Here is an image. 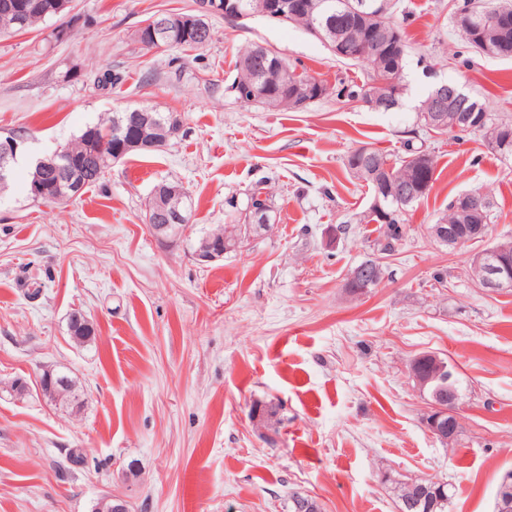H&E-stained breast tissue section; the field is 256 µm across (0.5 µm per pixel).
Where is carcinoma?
<instances>
[{
	"label": "carcinoma",
	"instance_id": "obj_1",
	"mask_svg": "<svg viewBox=\"0 0 512 512\" xmlns=\"http://www.w3.org/2000/svg\"><path fill=\"white\" fill-rule=\"evenodd\" d=\"M24 2L29 12L27 27L47 19L42 11L51 7L54 0H0V33H16L15 19L17 3ZM364 2L367 9L351 16L349 6ZM314 10L304 13L292 24L311 31L314 27L325 26L329 47L336 42L344 44L346 62H366L370 66L368 80L356 90L348 92L351 99L364 97L384 100L389 97L388 88L382 80L391 77L401 87H406L405 70L412 46L404 28L395 17V0H312ZM507 11L509 5L480 7L463 0L454 11V29L473 52L503 60L512 59V26L504 28L497 16ZM374 38L384 46L385 55H362V45L368 38ZM161 47L196 50L201 45L187 39L186 35L174 32ZM238 74L228 91L245 105H261L274 111H297L310 103L329 95L324 81L304 72H297L286 59L268 47L255 43L239 57ZM468 109L473 118L481 121V131L491 151L502 157L512 156V120L495 119L488 106L479 98H471ZM156 137L159 147L180 135V131L168 123V114L155 113ZM112 131V118L107 117L85 129L65 145L67 154L61 162L72 167V157H81L78 166L73 167L74 181L82 188H90L104 182L105 175L112 168V140L102 139V133ZM403 154H388L379 149L363 145L351 151L346 157V168L356 178L367 183L373 194V203L366 223L379 225L378 237L374 243L377 256L360 263L367 276L382 279L386 272L383 258L395 251V245L402 240L406 231V214L421 199L429 194L435 177L433 156L412 143L404 144ZM263 187L256 185L250 196L248 220L253 224L268 223L271 206L268 199H260ZM493 203L481 212L464 213L460 198H455L445 212L436 220L438 224H491ZM397 497L402 512H448V503L455 495L450 483L434 484L436 492H418V482H395Z\"/></svg>",
	"mask_w": 512,
	"mask_h": 512
}]
</instances>
